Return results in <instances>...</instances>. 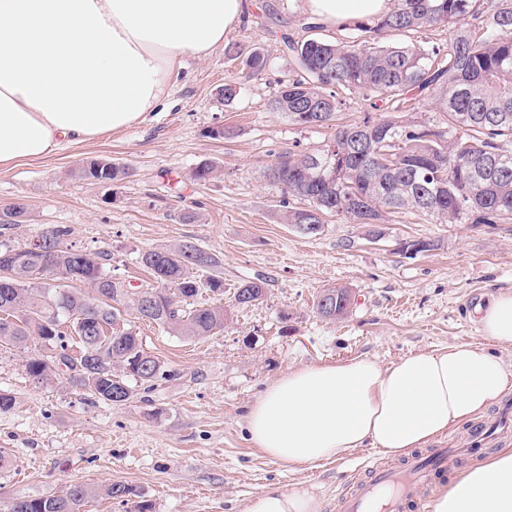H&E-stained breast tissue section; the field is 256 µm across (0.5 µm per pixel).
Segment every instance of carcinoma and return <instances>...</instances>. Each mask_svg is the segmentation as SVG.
Instances as JSON below:
<instances>
[{
  "label": "carcinoma",
  "mask_w": 512,
  "mask_h": 512,
  "mask_svg": "<svg viewBox=\"0 0 512 512\" xmlns=\"http://www.w3.org/2000/svg\"><path fill=\"white\" fill-rule=\"evenodd\" d=\"M345 40L283 35L298 69L271 102L295 125L331 126L326 143L302 155L288 154L268 168L284 198L298 201L283 214L286 224H322L342 216L351 224H380L399 210L441 223L494 224L512 220V0H394L380 20L348 25ZM388 32L448 34L446 47L422 44L385 46ZM257 75L267 65L255 48L244 60ZM358 95L386 115L366 114L338 122L343 95ZM428 104L442 120L403 116ZM217 163L205 159L193 170L197 182L210 180ZM92 184L114 185L128 168L92 159L72 171ZM46 252L32 255L25 244L0 245V345L40 353L26 360V372L39 380L65 367L75 389L103 402L123 384L124 401L134 392L130 377L149 392L170 376L164 363L148 354L127 318L155 324L187 339L224 331V272L220 260L193 242L155 247L140 254L153 284L145 288L151 310L140 296L105 269L110 254L63 246L68 227L43 231ZM81 287L76 288L74 284ZM267 280H245L234 291L238 305L262 302ZM330 295V320L352 306L349 288ZM80 353L70 354V339ZM104 495L121 503L139 496L121 483L99 488L70 486L62 495L17 499L9 512H85L89 499Z\"/></svg>",
  "instance_id": "carcinoma-1"
}]
</instances>
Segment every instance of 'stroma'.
<instances>
[{
	"instance_id": "obj_1",
	"label": "stroma",
	"mask_w": 512,
	"mask_h": 512,
	"mask_svg": "<svg viewBox=\"0 0 512 512\" xmlns=\"http://www.w3.org/2000/svg\"><path fill=\"white\" fill-rule=\"evenodd\" d=\"M246 22L208 56H184L170 77L168 96L144 122L92 141L72 144L38 160L0 168V212L23 204L24 223L0 228V244L22 243L43 228H69L67 246L107 251L113 278L145 286L149 274L139 254L191 241L219 257L224 268L223 332L187 340L139 323L144 349L170 372L151 391L109 405L75 393L65 375L41 382L25 370L38 354L0 347V390L15 398L0 412V512L13 499L63 494L73 484L123 483L151 500L154 512H242L268 485H313L320 512H337L347 481L366 478L356 453L292 472L253 447L245 414L288 368L368 357L389 365L419 351L478 342L474 308L489 294L512 292V221L439 224L408 212L388 215L380 239L366 224L327 217L321 232L306 236L282 223L278 186L265 172L279 154H303L333 135V128H304L272 111L281 83L295 66L282 34L304 37L303 0H245ZM260 48L265 71L249 75L228 47ZM239 88L224 101V84ZM221 127L226 137L211 138ZM126 165L128 178L107 189L78 177L87 160ZM205 159L217 174L196 182ZM191 209L199 219L182 223ZM431 242L414 256L399 245ZM268 281L265 300L235 305L242 280ZM335 285L354 297L348 317L329 321L315 308ZM473 425L449 431L436 447L463 454L447 476L433 480L435 495L451 478L497 449L498 438L466 452Z\"/></svg>"
}]
</instances>
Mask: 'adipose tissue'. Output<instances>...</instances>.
<instances>
[{
    "label": "adipose tissue",
    "mask_w": 512,
    "mask_h": 512,
    "mask_svg": "<svg viewBox=\"0 0 512 512\" xmlns=\"http://www.w3.org/2000/svg\"><path fill=\"white\" fill-rule=\"evenodd\" d=\"M328 23L372 20L392 0H305ZM243 0H0V167L38 159L145 120L186 53L210 54ZM485 344L291 368L246 414L250 441L291 469L370 446L408 456L512 392L490 345L512 348V293L477 307ZM244 512H320L312 489L270 485ZM430 512H512V448L465 468Z\"/></svg>",
    "instance_id": "1"
}]
</instances>
